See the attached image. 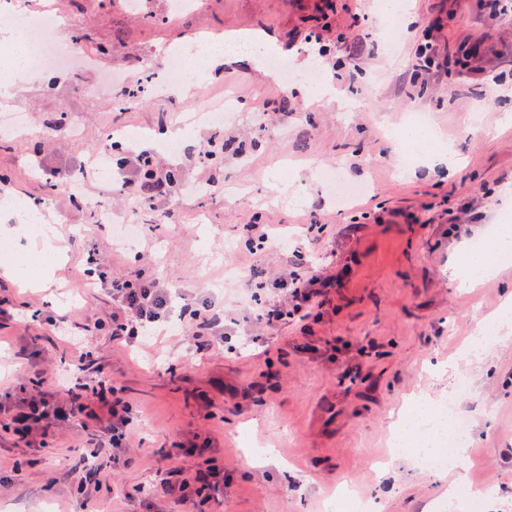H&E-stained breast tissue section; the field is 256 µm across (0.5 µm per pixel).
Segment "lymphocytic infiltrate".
Listing matches in <instances>:
<instances>
[{"label":"lymphocytic infiltrate","mask_w":512,"mask_h":512,"mask_svg":"<svg viewBox=\"0 0 512 512\" xmlns=\"http://www.w3.org/2000/svg\"><path fill=\"white\" fill-rule=\"evenodd\" d=\"M86 263V276L107 291L112 303L111 312L97 320L96 326L108 328L113 341L122 345H133L138 338L150 335L174 312L189 321L193 346L201 354L237 332L241 325L236 310L217 307L200 296H188L159 279L144 277L141 271L114 275L111 260L97 253H89ZM331 285V278L312 271L301 251L295 249L287 255L280 272L249 279L246 290L256 320L274 326L286 319L308 320L325 305ZM77 370L76 382L68 386L50 383L32 392L19 385L6 393L0 399V416L5 419L0 428L23 439H38L40 447L48 448L57 421L78 422L94 430L91 458L105 455L120 460L130 439L132 407L111 377L101 372L88 377L89 365L83 360L78 362ZM202 450V445L192 441L174 444L164 454L169 469L161 482L162 494L187 504L197 497L212 499L223 489L224 471L212 460H205L203 467L194 471L179 467L181 457Z\"/></svg>","instance_id":"1"}]
</instances>
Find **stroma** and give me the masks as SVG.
<instances>
[{
	"label": "stroma",
	"instance_id": "35a3bbf8",
	"mask_svg": "<svg viewBox=\"0 0 512 512\" xmlns=\"http://www.w3.org/2000/svg\"><path fill=\"white\" fill-rule=\"evenodd\" d=\"M68 20L56 31L91 57L85 70L35 65L0 90V112H22L26 131L0 137V197L15 199V230L0 246L26 245L22 226L39 209L54 230L64 261L40 287L0 276V301L16 305L0 318V385L37 390L45 380L76 374L78 350L33 309L80 328L84 347L137 408L122 464L102 459L98 487L85 481L88 431L73 424L41 448L0 430V512H182L161 497L156 463L178 441L210 439L207 458L224 469V495L205 512H327L341 482H350L381 512H439L448 498L417 457L393 454L397 421L420 398L447 397L448 380L467 375L460 410L471 419L469 451L459 465L470 485L488 489L487 512H512V340L482 351L481 364L462 361L478 319L492 317L512 294V261L501 262L476 288L448 281L463 247L512 223V15L490 16V0H403L408 34L381 29L376 0H195L176 11L172 0H55ZM253 30L273 36L291 79L280 84L267 61L249 58L201 69L190 94L157 92L153 79L172 47L209 36L233 40ZM318 35V55L308 39ZM430 36L441 51L480 48L466 68L432 75L414 71L415 42ZM318 71L328 99L305 107L298 90ZM121 73L140 85L120 101L100 75ZM232 87L210 159L208 132L197 110L217 105ZM421 112L442 145L459 159L450 177L411 175L391 128ZM183 134L170 142L166 129ZM124 132V148L154 155L159 182L153 208H136L140 181L112 191L117 171L83 173L102 152L109 131ZM66 171L60 183L44 168ZM334 170L366 192L342 205L321 184ZM211 179L215 190L193 192ZM107 207L118 220L145 226L138 251L117 252L112 227L98 221ZM292 237L309 262L339 275L323 315L305 338L291 321L259 329V344H234L199 357L190 327L172 315L137 350L113 343L94 326L110 306L87 287L81 254L92 247L115 269L161 276L190 295L240 308L251 265L269 272L280 250L254 259L247 225ZM321 224L319 241L305 225ZM236 247L228 251L225 241Z\"/></svg>",
	"mask_w": 512,
	"mask_h": 512
}]
</instances>
